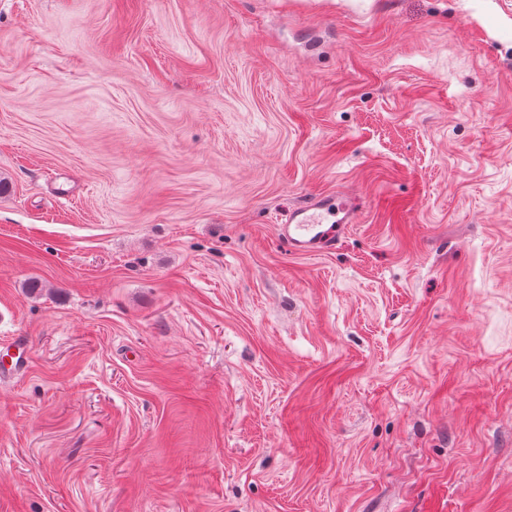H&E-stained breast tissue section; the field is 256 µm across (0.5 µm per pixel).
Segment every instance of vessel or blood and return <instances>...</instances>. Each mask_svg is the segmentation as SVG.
<instances>
[{
	"mask_svg": "<svg viewBox=\"0 0 512 512\" xmlns=\"http://www.w3.org/2000/svg\"><path fill=\"white\" fill-rule=\"evenodd\" d=\"M357 210L348 199L320 193L288 211L278 227L280 246L291 255H322L334 250L349 224L355 223ZM31 342L15 336L0 342V379L24 374L31 363Z\"/></svg>",
	"mask_w": 512,
	"mask_h": 512,
	"instance_id": "1",
	"label": "vessel or blood"
}]
</instances>
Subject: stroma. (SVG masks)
Listing matches in <instances>:
<instances>
[{"instance_id": "obj_1", "label": "stroma", "mask_w": 512, "mask_h": 512, "mask_svg": "<svg viewBox=\"0 0 512 512\" xmlns=\"http://www.w3.org/2000/svg\"><path fill=\"white\" fill-rule=\"evenodd\" d=\"M0 179V512H512V0H0ZM356 216V206L348 199L333 193L313 195L288 210L285 224L278 225L279 244L289 255L329 253ZM31 348V342L25 336L3 340L0 345V379L24 374L31 363Z\"/></svg>"}]
</instances>
